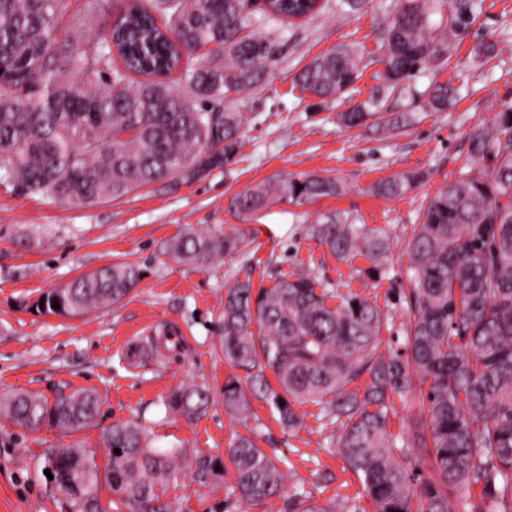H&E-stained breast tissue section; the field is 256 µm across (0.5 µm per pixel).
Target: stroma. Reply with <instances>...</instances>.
Returning a JSON list of instances; mask_svg holds the SVG:
<instances>
[{"label": "stroma", "instance_id": "stroma-1", "mask_svg": "<svg viewBox=\"0 0 512 512\" xmlns=\"http://www.w3.org/2000/svg\"><path fill=\"white\" fill-rule=\"evenodd\" d=\"M395 3L367 0L354 9L347 0H330L313 17L265 25L263 34L276 36L282 52L265 82L241 95L243 146L237 156L201 180L171 190L154 184L85 206L0 188V394L53 399L92 390L102 398L96 427L75 434L48 426L30 432L0 419V512H62L39 462L44 448L64 443L88 449L103 468L109 453L102 431L140 416L158 448L221 456L237 436H254L285 475L283 494L255 512H299V493L334 501L336 512H375L361 478L339 454L340 430L322 406H298L301 425L292 431L256 397L248 419L228 416L223 391L231 368L216 329L225 290L235 280L268 287L308 268L340 293L377 303L383 349L403 350L401 275L420 209L440 185L457 178L470 132L492 126L500 104L512 102V0H483L464 35L452 37L447 58L396 88L384 80L380 62L381 32ZM343 47L359 51L362 62L357 81L341 97L326 102L296 86L297 73L312 58ZM434 83L458 90L445 111L428 102ZM354 107L368 117L349 127L340 115ZM409 171L425 176L415 189L389 198L373 193L375 183ZM308 174L338 179L341 193L312 204L278 201L249 222L229 208L247 187ZM329 211L386 230L393 245L387 276L368 278L365 259L339 261L315 238L318 213ZM188 229L236 235L239 250L204 270L165 255L166 242ZM117 263L135 264L144 276L112 308L74 318L32 312L42 293ZM171 328L181 332L178 351L129 359L131 348ZM190 384L212 392L206 412L191 421L163 405L170 391ZM234 477L226 469L221 484L204 488L183 467L166 496L179 500L182 512H211Z\"/></svg>", "mask_w": 512, "mask_h": 512}]
</instances>
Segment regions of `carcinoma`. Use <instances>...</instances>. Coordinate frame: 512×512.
Returning a JSON list of instances; mask_svg holds the SVG:
<instances>
[{
    "instance_id": "carcinoma-1",
    "label": "carcinoma",
    "mask_w": 512,
    "mask_h": 512,
    "mask_svg": "<svg viewBox=\"0 0 512 512\" xmlns=\"http://www.w3.org/2000/svg\"><path fill=\"white\" fill-rule=\"evenodd\" d=\"M72 3L0 0V187L72 205L157 183L171 188L223 168L242 145L230 94L264 83L266 62L278 51L276 40L248 29L323 8L315 0H268L258 18L245 0H139L109 32L91 31L75 48L59 36L60 24L76 18ZM447 6L446 20L432 21ZM481 7L479 0H397L382 31L385 80L396 88L444 58L447 31L466 27ZM359 65L352 50L329 51L307 63L297 82L332 99L354 84ZM133 74L144 79L133 81ZM173 74L183 91L166 83ZM428 93L431 107L443 111L454 89L437 84ZM469 142L459 176L426 200L408 245L403 352L379 351L383 316L369 299L327 288L310 273L256 292L250 280H237L224 295V361L245 373L224 382V410L249 414L244 382L290 429L300 425L293 405L322 406L340 421L337 447L376 512H512V104H501L493 128L474 129ZM422 180V173L406 172L380 181L375 192L398 196ZM340 192L336 179L310 174L247 188L230 209L248 218L276 200L313 202ZM313 232L337 259L365 258L367 276L388 273L391 243L383 228L323 213ZM238 247L232 236L187 231L166 253L203 269ZM141 278L140 268L113 264L43 293L32 307L67 317L108 309ZM414 390L427 419L397 439L387 430L392 394ZM209 402L206 388L188 385L164 406L192 419ZM100 408L90 390L53 402L0 395V417L29 431L50 423L64 434L79 432L95 426ZM102 441L109 452L103 477L81 448L44 449L64 512H99L104 480L121 504L115 512H178L163 489L181 462L204 488L224 479V458L154 448L141 419L112 424ZM399 441L430 462L432 476L417 478L397 461ZM225 455L242 512L284 489L281 469L253 438L238 437Z\"/></svg>"
}]
</instances>
